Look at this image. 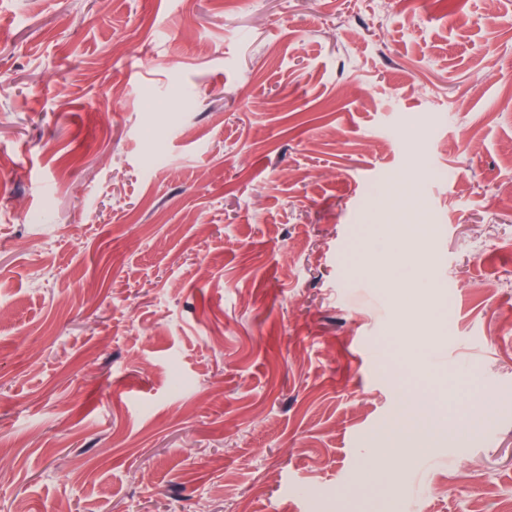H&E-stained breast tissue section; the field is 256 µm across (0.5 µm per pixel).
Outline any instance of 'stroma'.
Returning <instances> with one entry per match:
<instances>
[{
	"instance_id": "35a3bbf8",
	"label": "stroma",
	"mask_w": 512,
	"mask_h": 512,
	"mask_svg": "<svg viewBox=\"0 0 512 512\" xmlns=\"http://www.w3.org/2000/svg\"><path fill=\"white\" fill-rule=\"evenodd\" d=\"M512 0H0V512H503ZM468 26L456 24L458 15ZM396 224L433 288L372 286ZM415 314L434 352L393 350ZM476 380L480 431L389 423ZM431 441L439 463L421 471ZM399 442L385 496L355 492ZM438 400L432 391L419 396H407L404 404V417L427 419L439 411Z\"/></svg>"
}]
</instances>
